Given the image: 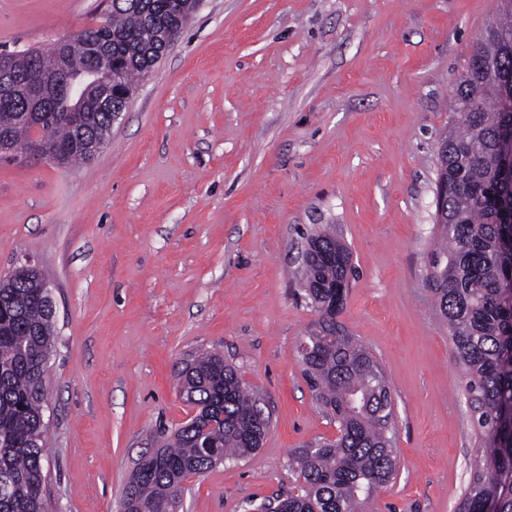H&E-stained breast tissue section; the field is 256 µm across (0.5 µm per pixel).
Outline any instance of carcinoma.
<instances>
[{
  "label": "carcinoma",
  "instance_id": "cac0c4a2",
  "mask_svg": "<svg viewBox=\"0 0 512 512\" xmlns=\"http://www.w3.org/2000/svg\"><path fill=\"white\" fill-rule=\"evenodd\" d=\"M198 0H112V11L64 41L67 68L82 75L92 41H102L122 62L116 77L132 87L148 74L180 37ZM512 0H500L491 23L457 82L449 105L448 212L439 225L443 245L432 275L434 309L448 325L463 392L471 412L474 457L456 512H512V260L506 244L512 223V182L499 174V130L503 120L498 73H512ZM11 71L22 81L33 71L57 68L49 50L10 52ZM0 87V131L16 143L37 134L52 150L79 138H108L110 115L95 97L79 101L39 90V111L53 118L38 125ZM84 110L81 122L62 118L68 108ZM312 256L300 285L318 314L305 337L304 376L337 435L294 451L297 493L265 499L256 512H362V505L395 478L392 396L380 363L338 320L356 277L349 252L336 234L312 231ZM44 273L17 267L0 278V512H48L42 458L47 399L46 363L55 346V318L46 302ZM180 392L196 414L165 445L141 458L120 509L173 512L183 484L225 461L244 459L261 447L270 418L257 394L224 356L206 352L180 373Z\"/></svg>",
  "mask_w": 512,
  "mask_h": 512
}]
</instances>
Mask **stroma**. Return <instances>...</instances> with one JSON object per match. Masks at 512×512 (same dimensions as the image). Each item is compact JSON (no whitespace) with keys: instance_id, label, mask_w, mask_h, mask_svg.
I'll return each instance as SVG.
<instances>
[{"instance_id":"obj_1","label":"stroma","mask_w":512,"mask_h":512,"mask_svg":"<svg viewBox=\"0 0 512 512\" xmlns=\"http://www.w3.org/2000/svg\"><path fill=\"white\" fill-rule=\"evenodd\" d=\"M106 0H0V51L46 48ZM495 0H200L103 149L62 168L0 157V276L37 265L57 341L42 461L50 512H118L140 458L195 410L178 375L234 364L263 445L184 484L179 512H252L334 438L302 372L317 314L306 236L332 225L358 273L340 319L392 393L397 473L364 512H453L474 452L431 291L437 143Z\"/></svg>"}]
</instances>
